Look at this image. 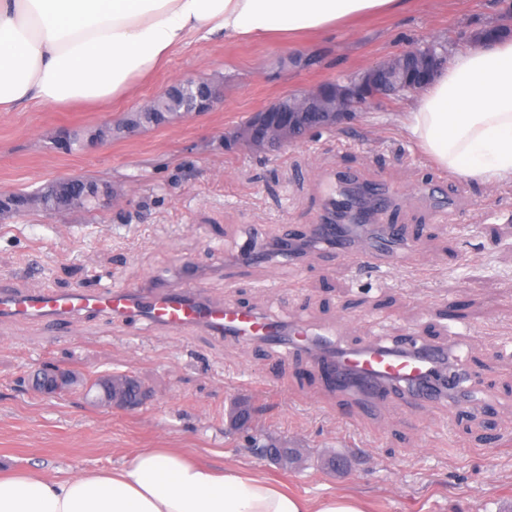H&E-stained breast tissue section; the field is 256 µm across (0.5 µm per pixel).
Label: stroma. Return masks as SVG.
Here are the masks:
<instances>
[{"label":"stroma","mask_w":512,"mask_h":512,"mask_svg":"<svg viewBox=\"0 0 512 512\" xmlns=\"http://www.w3.org/2000/svg\"><path fill=\"white\" fill-rule=\"evenodd\" d=\"M502 11L500 0H416L289 45L195 40L125 96L0 112V194L29 199L0 213V283L149 288L202 271L209 298L342 346L415 336L451 347L483 375L463 411L418 408L395 392L370 404L306 360L201 330L87 317L70 336L19 320L0 325V468L74 475L148 448H187L314 501L355 496L367 512H499L512 502V183L490 188L434 165L399 130L404 103L393 99L277 152L224 146L280 98L434 39L475 44ZM184 78L218 85L221 104L88 143ZM85 177L112 184L120 205L91 214L32 202L49 184ZM346 178L389 192L388 213L370 221L402 225L408 249L372 265L329 260L319 246L242 265L246 247L317 223ZM49 364L97 382L125 374L149 397L121 411L96 388L38 391ZM253 440L299 449L302 460L256 458Z\"/></svg>","instance_id":"obj_1"}]
</instances>
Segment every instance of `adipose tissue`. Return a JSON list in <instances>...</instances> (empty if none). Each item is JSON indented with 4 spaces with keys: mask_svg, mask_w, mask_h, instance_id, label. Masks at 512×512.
<instances>
[{
    "mask_svg": "<svg viewBox=\"0 0 512 512\" xmlns=\"http://www.w3.org/2000/svg\"><path fill=\"white\" fill-rule=\"evenodd\" d=\"M414 0H0V112L123 95L189 38L325 33ZM403 135L436 165L478 183L512 182V37L457 50L399 112ZM0 512H362L319 505L253 471L183 448H150L120 468L0 476Z\"/></svg>",
    "mask_w": 512,
    "mask_h": 512,
    "instance_id": "ef3b65f1",
    "label": "adipose tissue"
}]
</instances>
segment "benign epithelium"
Listing matches in <instances>:
<instances>
[{
  "label": "benign epithelium",
  "instance_id": "benign-epithelium-1",
  "mask_svg": "<svg viewBox=\"0 0 512 512\" xmlns=\"http://www.w3.org/2000/svg\"><path fill=\"white\" fill-rule=\"evenodd\" d=\"M447 60L444 55H422L412 48L406 49L381 61L355 82L332 88L320 85L296 98L275 102L256 115L255 124L262 133L250 138L246 145L256 150H276L300 138L297 128L309 113L317 114L322 126L337 125L363 107L390 99L394 88L399 85L416 92ZM87 197L96 198L104 209L117 202L112 187L96 183L86 184L83 195L71 196L67 202L72 207H79ZM73 381V375L50 369L43 374L40 387L55 391ZM110 389L113 407L129 410L138 406L141 392L130 379L117 377L112 380Z\"/></svg>",
  "mask_w": 512,
  "mask_h": 512
}]
</instances>
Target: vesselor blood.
Wrapping results in <instances>:
<instances>
[{"instance_id": "b4317fda", "label": "vessel or blood", "mask_w": 512, "mask_h": 512, "mask_svg": "<svg viewBox=\"0 0 512 512\" xmlns=\"http://www.w3.org/2000/svg\"><path fill=\"white\" fill-rule=\"evenodd\" d=\"M310 236L323 240L336 258L367 259L369 252L385 250L401 238V227L384 224L374 242L359 235H344L328 223L314 225ZM88 315H105L131 323L141 321L175 330L201 329L218 336L266 345L287 346L323 371L337 387L373 401L399 389L426 407L445 398L461 407L469 377L449 361L450 351L414 338L384 345L337 348L330 338H316L304 327H282L259 309L208 300L186 287L76 289L21 293L0 285V325L17 319L44 323L51 332L74 333Z\"/></svg>"}]
</instances>
